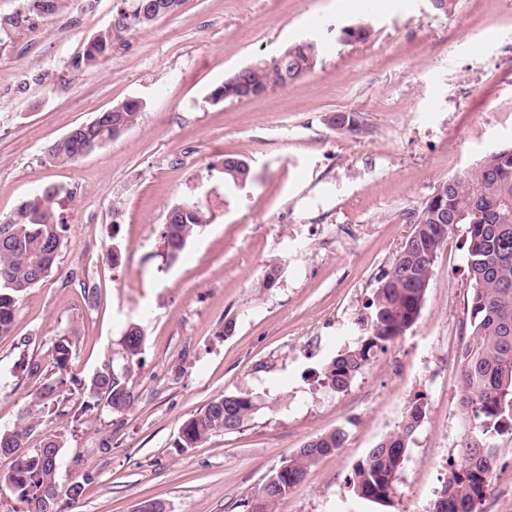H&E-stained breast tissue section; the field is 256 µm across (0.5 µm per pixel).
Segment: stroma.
I'll use <instances>...</instances> for the list:
<instances>
[{"label":"stroma","instance_id":"35a3bbf8","mask_svg":"<svg viewBox=\"0 0 512 512\" xmlns=\"http://www.w3.org/2000/svg\"><path fill=\"white\" fill-rule=\"evenodd\" d=\"M113 5L66 0L0 44V215L54 185L68 226L57 270L24 295L12 334L0 338V428L41 379L66 378L62 411L44 414L30 445L63 438L57 482L84 483L67 512H136L147 499L166 512H246L283 461L338 428L343 448L275 512H429L463 433L465 225L438 252L405 335L345 394L317 378L359 340L436 186L512 144V0H456L448 14L431 0H183L84 64ZM356 24L369 38L339 42L338 30ZM306 38L324 46L312 73L261 97L213 102L228 73ZM128 99L145 105L138 126L76 163L46 159L54 140ZM339 112L357 113L360 132L334 127ZM228 156L248 163L249 180L212 197L213 223L168 260V209L201 198L210 166ZM273 268L276 282L264 287ZM72 273L96 285L94 302ZM133 324L146 335L129 376L134 404L115 414L81 384L117 357ZM71 329L75 347L60 370L52 345ZM240 393L260 405L242 430L177 447L185 421ZM418 398L426 416L396 495L385 505L357 499L355 465ZM497 446L482 512H512V437Z\"/></svg>","mask_w":512,"mask_h":512}]
</instances>
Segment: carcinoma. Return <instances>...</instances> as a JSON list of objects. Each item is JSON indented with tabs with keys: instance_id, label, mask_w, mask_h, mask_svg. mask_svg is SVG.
I'll list each match as a JSON object with an SVG mask.
<instances>
[{
	"instance_id": "carcinoma-1",
	"label": "carcinoma",
	"mask_w": 512,
	"mask_h": 512,
	"mask_svg": "<svg viewBox=\"0 0 512 512\" xmlns=\"http://www.w3.org/2000/svg\"><path fill=\"white\" fill-rule=\"evenodd\" d=\"M65 0H24L21 11L0 18V42L33 21L64 7ZM116 0L112 23L86 47L83 61H97L112 50V41L133 29H145L162 16L172 14L182 0ZM322 46L306 40L285 47L276 57L258 58L230 75L211 92L216 102L243 97H259L278 87L292 84L312 71L320 61ZM143 106L126 100L101 112L96 118L70 130L65 140L53 141L46 150L52 163H74L82 158L89 143L103 145L122 132L139 125ZM224 189L239 187L237 177L250 178V171L224 158L220 169ZM59 189L46 186L23 200L8 216L0 218V337L12 334L18 303L23 295L48 277L56 267L67 225L55 210ZM448 215L461 216L467 225L463 248L471 292L467 302L469 325L459 353L461 383L458 412L464 433L457 457L450 462L448 477L434 500L432 512H479L490 485L496 463V440L512 434V146L486 155L473 169L457 175L445 189ZM212 221V213L198 202L184 201L179 210H170L162 236L168 256L177 257L198 229ZM408 240L415 243L405 262L412 266L405 275L390 267L380 281L363 322L364 336L357 345L336 355L321 369V385L335 394H344L378 352L403 336L418 320L433 277L434 261L445 239L432 230L431 220L418 212ZM71 331L53 344L58 369L67 367L74 348ZM145 334L137 325L129 326L121 341L120 367L105 362L85 384L89 395L105 400L114 413L131 408L133 392L127 378L137 363ZM63 380L45 379L30 405L22 410L13 427L0 431V452L9 449L16 456L11 472L0 477V495L27 506L24 512H64L76 502L83 486L75 482L59 493L57 458L62 448L59 438L45 441L43 450L27 448L41 423V414L62 405ZM259 410L246 394H226L211 401L181 427L180 448H195L218 433L241 429ZM425 417V403L418 398L409 405L398 430L385 436L368 450L353 469V494L370 502L391 501L397 493L409 444ZM347 433L337 428L303 445L271 474L260 489V512H272L275 505L302 481L308 470L324 455L345 443Z\"/></svg>"
}]
</instances>
